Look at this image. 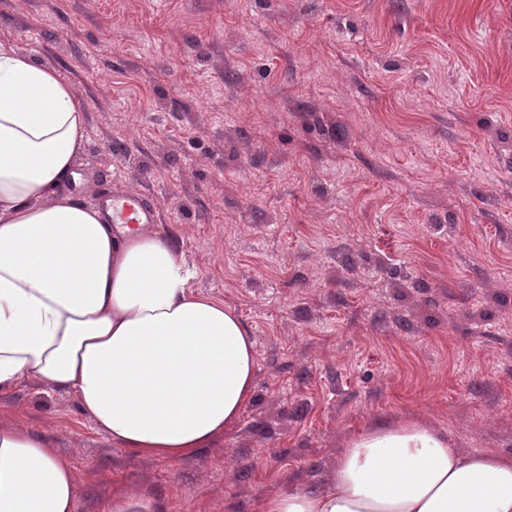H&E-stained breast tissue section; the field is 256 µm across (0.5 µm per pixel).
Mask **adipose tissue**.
<instances>
[{
    "label": "adipose tissue",
    "instance_id": "obj_1",
    "mask_svg": "<svg viewBox=\"0 0 512 512\" xmlns=\"http://www.w3.org/2000/svg\"><path fill=\"white\" fill-rule=\"evenodd\" d=\"M86 111L0 40V391L42 381L113 443L187 457L238 422L255 344L232 307L192 291L165 236L62 191ZM77 495L52 440L0 425V512H76ZM261 512H512V457L462 451L419 421L373 427L320 487L268 494Z\"/></svg>",
    "mask_w": 512,
    "mask_h": 512
}]
</instances>
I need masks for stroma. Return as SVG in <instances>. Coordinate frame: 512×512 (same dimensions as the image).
<instances>
[{"label":"stroma","instance_id":"stroma-1","mask_svg":"<svg viewBox=\"0 0 512 512\" xmlns=\"http://www.w3.org/2000/svg\"><path fill=\"white\" fill-rule=\"evenodd\" d=\"M0 40L86 101L81 197L153 201L255 342L239 422L176 460L1 391L0 424L73 461L77 512H260L408 419L512 456V0H0ZM102 512H159L156 504L139 492L128 490L104 502Z\"/></svg>","mask_w":512,"mask_h":512}]
</instances>
